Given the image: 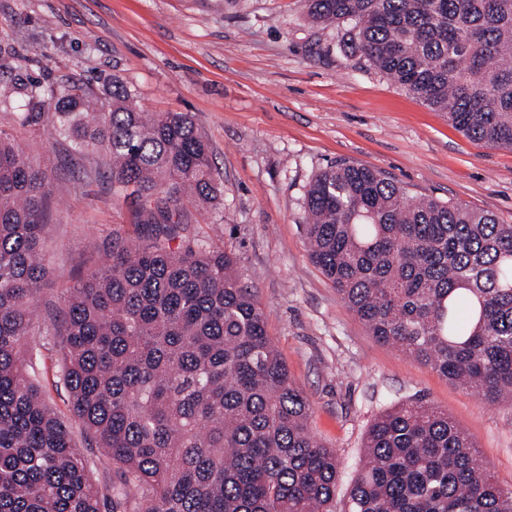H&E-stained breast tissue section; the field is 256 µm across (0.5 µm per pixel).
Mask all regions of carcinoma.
Here are the masks:
<instances>
[{"instance_id":"obj_1","label":"carcinoma","mask_w":512,"mask_h":512,"mask_svg":"<svg viewBox=\"0 0 512 512\" xmlns=\"http://www.w3.org/2000/svg\"><path fill=\"white\" fill-rule=\"evenodd\" d=\"M371 67L467 136L512 149V0H306ZM17 123L68 156L101 151L115 201L149 243L114 234L105 265L63 293L60 381L117 482L99 486L41 398L32 319L51 179L0 129V512H336L341 462L310 434L254 293L222 248L173 247L186 204L217 210L210 147L185 113L143 112L124 83L33 86ZM312 261L381 343L489 404L512 403V224L415 201L340 160L306 191ZM344 512H512L467 433L423 398L368 429Z\"/></svg>"}]
</instances>
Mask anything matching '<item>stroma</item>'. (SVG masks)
<instances>
[{"mask_svg": "<svg viewBox=\"0 0 512 512\" xmlns=\"http://www.w3.org/2000/svg\"><path fill=\"white\" fill-rule=\"evenodd\" d=\"M341 36V27L312 25L303 0H0V92L22 97L35 78L60 85L116 76L143 110L194 117L224 206L190 212L183 242L237 256L272 344L310 399L311 434L342 462L337 507L364 463L370 425L419 396L447 412L497 484L512 489V405H490L377 342L312 262L303 226L310 181L338 160L385 172L413 198L461 203L512 224V151L464 136ZM20 138L53 177L44 245L51 272L34 320L47 345L38 380L93 481L109 485L112 462L74 416L46 331L64 289L103 264L87 226L103 241L116 230L142 241L137 207L114 205L110 180L81 177L48 136L24 130Z\"/></svg>", "mask_w": 512, "mask_h": 512, "instance_id": "stroma-1", "label": "stroma"}]
</instances>
